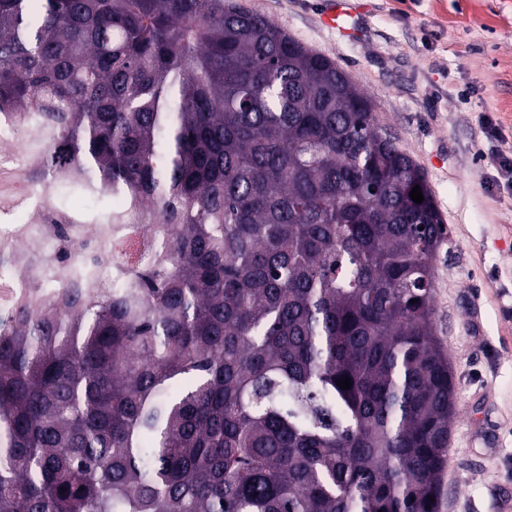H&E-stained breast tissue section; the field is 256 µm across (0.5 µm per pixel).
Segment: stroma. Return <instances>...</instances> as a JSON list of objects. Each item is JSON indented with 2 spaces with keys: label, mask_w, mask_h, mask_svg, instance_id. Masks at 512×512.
<instances>
[{
  "label": "stroma",
  "mask_w": 512,
  "mask_h": 512,
  "mask_svg": "<svg viewBox=\"0 0 512 512\" xmlns=\"http://www.w3.org/2000/svg\"><path fill=\"white\" fill-rule=\"evenodd\" d=\"M344 69L378 126L424 170L448 234L433 260L434 328L457 415L440 512H505L512 500V187L488 188L492 152L512 153V0H352L356 35L325 27L328 0H241ZM469 96H462V89ZM490 116L502 133L487 139ZM38 186L79 215L95 199L36 172L0 181V224L25 220Z\"/></svg>",
  "instance_id": "obj_1"
}]
</instances>
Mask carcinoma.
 Returning <instances> with one entry per match:
<instances>
[{"mask_svg": "<svg viewBox=\"0 0 512 512\" xmlns=\"http://www.w3.org/2000/svg\"><path fill=\"white\" fill-rule=\"evenodd\" d=\"M374 112L233 0H0L40 175L159 225L152 265L107 252L125 287L0 313V512H439L447 227Z\"/></svg>", "mask_w": 512, "mask_h": 512, "instance_id": "cac0c4a2", "label": "carcinoma"}]
</instances>
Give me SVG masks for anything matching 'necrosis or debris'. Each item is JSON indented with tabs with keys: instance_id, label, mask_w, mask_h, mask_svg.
Listing matches in <instances>:
<instances>
[{
	"instance_id": "4bbe7bcc",
	"label": "necrosis or debris",
	"mask_w": 512,
	"mask_h": 512,
	"mask_svg": "<svg viewBox=\"0 0 512 512\" xmlns=\"http://www.w3.org/2000/svg\"><path fill=\"white\" fill-rule=\"evenodd\" d=\"M115 237L111 225L90 232L77 224H64L50 200L31 202L28 223L0 224V255L7 257L13 270L12 276L0 281V301L35 300L44 284L63 278L75 263L92 271L93 287H117L119 271L102 257Z\"/></svg>"
}]
</instances>
